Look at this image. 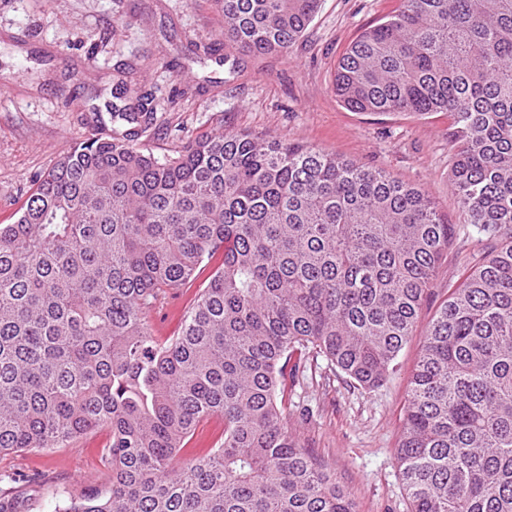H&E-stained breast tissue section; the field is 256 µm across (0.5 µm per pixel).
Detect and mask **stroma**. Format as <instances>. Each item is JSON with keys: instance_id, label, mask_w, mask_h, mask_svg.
<instances>
[{"instance_id": "obj_1", "label": "stroma", "mask_w": 512, "mask_h": 512, "mask_svg": "<svg viewBox=\"0 0 512 512\" xmlns=\"http://www.w3.org/2000/svg\"><path fill=\"white\" fill-rule=\"evenodd\" d=\"M400 0H322L302 37L278 55L225 42L214 0H0V224H11L37 176L87 138L112 133L118 81L156 95V119L137 143L172 156L196 137L234 131L338 153L424 190L449 223L460 213L448 184L452 150L445 114L354 112L334 92L347 45ZM475 229L457 233L435 270L431 296L398 366L366 389L324 354L302 352L288 379V425L328 464L358 512H410L396 461L409 381L448 285L477 250ZM167 289L149 315L155 336L179 335L184 311L221 265ZM104 430L66 448L0 455V494L29 512H53L55 493L103 485Z\"/></svg>"}]
</instances>
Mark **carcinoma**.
<instances>
[{
    "instance_id": "obj_1",
    "label": "carcinoma",
    "mask_w": 512,
    "mask_h": 512,
    "mask_svg": "<svg viewBox=\"0 0 512 512\" xmlns=\"http://www.w3.org/2000/svg\"><path fill=\"white\" fill-rule=\"evenodd\" d=\"M224 40L287 51L321 0H216ZM355 112L448 115L450 190L479 249L448 285L396 449L411 512H512V0H401L340 56ZM153 97L112 119H154ZM458 224L335 153L224 132L174 157L90 138L0 224V454L95 429L109 485L54 512H356L285 421L312 347L366 388L412 335ZM224 259L160 340L168 288ZM224 439L184 458L198 425Z\"/></svg>"
}]
</instances>
